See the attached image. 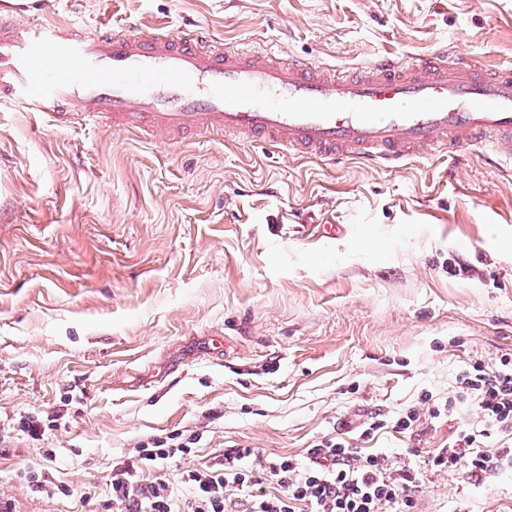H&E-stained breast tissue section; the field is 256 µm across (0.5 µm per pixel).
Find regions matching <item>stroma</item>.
<instances>
[{
	"mask_svg": "<svg viewBox=\"0 0 512 512\" xmlns=\"http://www.w3.org/2000/svg\"><path fill=\"white\" fill-rule=\"evenodd\" d=\"M50 15L197 25L343 71L445 45L512 65V0H58ZM312 219L341 231L314 235ZM504 355L512 171L482 148L383 170L0 106V500L13 512H98L113 469L153 437H199L165 463L174 482L233 446L298 455L424 395L446 402L461 371ZM473 414L366 448L431 450ZM417 510L512 512V469L480 486L426 471Z\"/></svg>",
	"mask_w": 512,
	"mask_h": 512,
	"instance_id": "1",
	"label": "stroma"
}]
</instances>
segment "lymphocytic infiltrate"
Wrapping results in <instances>:
<instances>
[{"mask_svg": "<svg viewBox=\"0 0 512 512\" xmlns=\"http://www.w3.org/2000/svg\"><path fill=\"white\" fill-rule=\"evenodd\" d=\"M459 405L474 408L473 421L430 451L429 464L478 483L511 468L512 444L505 441L512 434L511 357L462 371L447 405L423 396L395 420L363 421L360 436L386 428L412 435ZM191 450L188 439L155 440L134 449L106 486L112 512H415L421 481L416 464L362 453L343 438L319 441L298 458L271 454L258 460L253 449L228 448L222 467L186 471L179 487L157 475L164 461Z\"/></svg>", "mask_w": 512, "mask_h": 512, "instance_id": "lymphocytic-infiltrate-1", "label": "lymphocytic infiltrate"}]
</instances>
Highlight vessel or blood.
<instances>
[{"instance_id": "obj_1", "label": "vessel or blood", "mask_w": 512, "mask_h": 512, "mask_svg": "<svg viewBox=\"0 0 512 512\" xmlns=\"http://www.w3.org/2000/svg\"><path fill=\"white\" fill-rule=\"evenodd\" d=\"M56 125L230 136L309 158L397 166L480 146L512 165V67L436 52L338 72L229 47L203 29L74 31L0 14V104Z\"/></svg>"}]
</instances>
